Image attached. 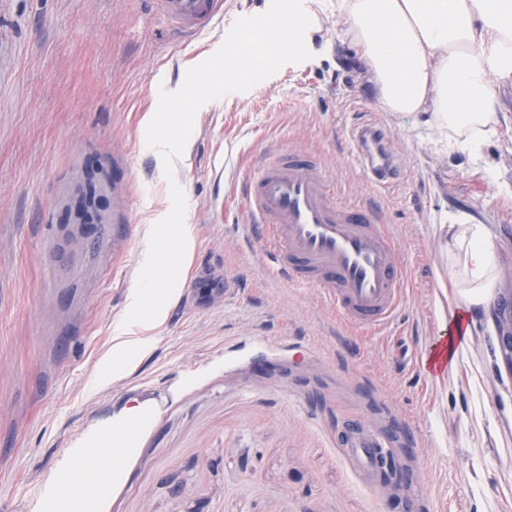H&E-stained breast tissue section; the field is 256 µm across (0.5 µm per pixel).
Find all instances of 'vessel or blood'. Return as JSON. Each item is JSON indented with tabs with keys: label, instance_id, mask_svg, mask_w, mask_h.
Listing matches in <instances>:
<instances>
[{
	"label": "vessel or blood",
	"instance_id": "b4317fda",
	"mask_svg": "<svg viewBox=\"0 0 512 512\" xmlns=\"http://www.w3.org/2000/svg\"><path fill=\"white\" fill-rule=\"evenodd\" d=\"M154 4L160 18L186 38L224 15V0ZM349 137L371 182L386 191L397 187L400 163L378 123L365 119L350 128ZM260 156L257 172L241 179L247 240L260 245L282 280L322 289L344 320L364 328L391 323L408 282L378 212L343 202L310 155L282 144ZM349 448L365 465L375 467L385 459L381 445L361 433L350 435Z\"/></svg>",
	"mask_w": 512,
	"mask_h": 512
}]
</instances>
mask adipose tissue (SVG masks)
Returning a JSON list of instances; mask_svg holds the SVG:
<instances>
[{"instance_id":"1","label":"adipose tissue","mask_w":512,"mask_h":512,"mask_svg":"<svg viewBox=\"0 0 512 512\" xmlns=\"http://www.w3.org/2000/svg\"><path fill=\"white\" fill-rule=\"evenodd\" d=\"M336 11L349 19L347 34L386 111L428 115L450 142L472 153L495 135V84L512 78V0H336ZM315 18L311 7L289 9L287 20L256 44L258 61L272 50L296 53ZM448 255L456 268L448 284L457 328L448 339L453 370L469 336L460 316L486 309L499 265L481 224L449 225Z\"/></svg>"}]
</instances>
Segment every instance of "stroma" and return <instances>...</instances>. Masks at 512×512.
I'll return each instance as SVG.
<instances>
[{
  "label": "stroma",
  "instance_id": "35a3bbf8",
  "mask_svg": "<svg viewBox=\"0 0 512 512\" xmlns=\"http://www.w3.org/2000/svg\"><path fill=\"white\" fill-rule=\"evenodd\" d=\"M176 39L148 0H0V512H512V373L496 305L470 325L455 377L420 359L448 334V226L472 215L512 264V82L498 133L471 154L425 116L386 112L364 81L336 0L311 59L203 105L174 172L193 227V270L145 356L112 361L146 254L170 210L145 113L240 13ZM372 113L398 157L391 191L368 180L348 131ZM312 154L344 201L375 207L408 272L397 318L356 327L321 289L275 279L243 237L237 181L259 150ZM104 206L79 214L88 183ZM238 293H223L225 280ZM136 423L124 466L78 477L73 448L108 447ZM361 424L404 472L382 484L343 436Z\"/></svg>",
  "mask_w": 512,
  "mask_h": 512
}]
</instances>
